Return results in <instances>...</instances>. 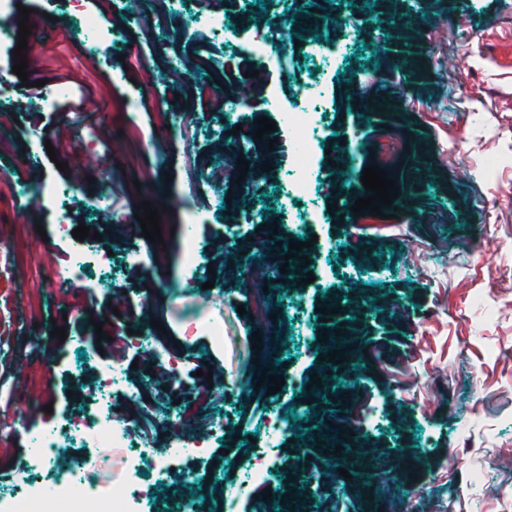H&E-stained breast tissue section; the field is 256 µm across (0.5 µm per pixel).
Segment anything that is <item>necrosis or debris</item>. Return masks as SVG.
Masks as SVG:
<instances>
[{"instance_id":"4bbe7bcc","label":"necrosis or debris","mask_w":512,"mask_h":512,"mask_svg":"<svg viewBox=\"0 0 512 512\" xmlns=\"http://www.w3.org/2000/svg\"><path fill=\"white\" fill-rule=\"evenodd\" d=\"M40 439V451L31 454L27 462L32 477L23 494L0 496V512H150L148 494L139 481V473L146 463L157 472H164L169 457L139 447L135 431L128 423L104 416L75 418L64 429H42ZM70 441L84 448V462L91 467L97 463L99 449H128V477L123 491L115 494L106 488L82 495L76 490L79 474L49 476L53 455Z\"/></svg>"}]
</instances>
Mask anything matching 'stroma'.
<instances>
[{
  "mask_svg": "<svg viewBox=\"0 0 512 512\" xmlns=\"http://www.w3.org/2000/svg\"><path fill=\"white\" fill-rule=\"evenodd\" d=\"M20 2L40 18L26 57L46 96L22 98L11 55L21 14L0 15V69L9 72L0 88V238L10 251L0 262V367L19 381V412L57 426L103 411L137 423L143 445L161 452L175 440L204 442L200 460L175 461L165 476L143 471L152 512H171L179 494L209 512H269L286 493L299 512L320 501L328 512H512V73L501 66L512 56V0H433L414 15L409 0H375L366 10L381 26L406 14L411 27L371 49L370 27L352 25L363 10L355 0L342 14L336 0H316L335 20L315 41L299 28L296 0H278L269 18L222 0V31L197 21L192 0H140L131 18L129 0H107L94 46L58 0ZM283 29L293 41L286 54L244 52ZM80 81L92 88L96 125L48 156L46 141L69 121L59 105ZM219 81L250 90L236 118L243 131L257 130L261 116L276 123L272 140L241 154L263 155L269 168L248 201L229 196L239 169L218 186L203 168L224 156V119L209 95ZM310 101L308 191L297 197L284 116ZM185 111L192 119L171 143L166 127ZM374 164L412 188L394 199L390 219L342 208ZM48 183L65 189L71 227L110 229V264L89 258L86 294L65 305L42 275L50 259L71 257L55 236L58 208L39 200ZM101 195L110 207L92 206ZM144 201L169 229L164 248L142 235L134 208ZM406 203L419 222L405 220ZM190 232L200 254L192 268L182 260ZM257 237L311 244L309 267L269 282L260 305L233 262ZM309 272L314 282L301 285ZM346 295L348 383L322 394L308 386L330 369L317 308ZM189 311L223 320V345L187 335ZM98 322L107 338L84 351ZM59 326L66 340L55 337ZM113 343L127 346L123 359L109 354ZM168 348L181 360L171 389L154 360ZM111 365L123 383L97 399L98 371ZM265 370L285 380L276 394L257 384ZM349 418L358 488L334 479L308 428ZM275 419L288 429L274 436ZM262 454L280 469L267 486L247 474Z\"/></svg>",
  "mask_w": 512,
  "mask_h": 512,
  "instance_id": "obj_1",
  "label": "stroma"
}]
</instances>
